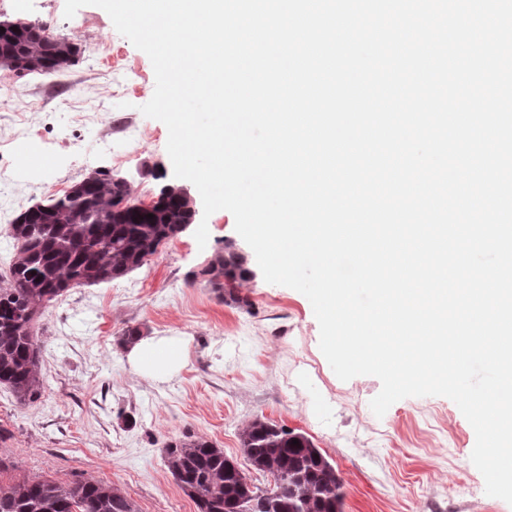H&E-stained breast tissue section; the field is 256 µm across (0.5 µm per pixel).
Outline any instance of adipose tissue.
<instances>
[{"label": "adipose tissue", "mask_w": 512, "mask_h": 512, "mask_svg": "<svg viewBox=\"0 0 512 512\" xmlns=\"http://www.w3.org/2000/svg\"><path fill=\"white\" fill-rule=\"evenodd\" d=\"M187 346L183 336L140 337L128 344L127 359L141 375L163 382L180 370Z\"/></svg>", "instance_id": "1"}]
</instances>
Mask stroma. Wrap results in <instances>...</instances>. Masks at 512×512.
<instances>
[{
	"label": "stroma",
	"instance_id": "stroma-1",
	"mask_svg": "<svg viewBox=\"0 0 512 512\" xmlns=\"http://www.w3.org/2000/svg\"><path fill=\"white\" fill-rule=\"evenodd\" d=\"M65 0H0V20L50 26L78 44L73 65L19 75L0 68V288L15 259L8 232L30 206L62 196L92 171L127 178L150 202L175 184L168 130L140 108L152 97L149 57L100 7L64 16ZM206 247L186 231L125 277L68 289L42 310L36 334L44 387L20 403L0 387V456L17 475L63 483L95 479L138 512H196L162 458L189 433L223 449L260 489L269 474L244 457L240 435L261 419L307 435L335 466L343 512H512L486 495L470 456L475 432L443 396L407 397L376 417L377 377L340 380L320 350V329L300 292L267 283L226 210L208 220ZM244 252L251 277L240 307L199 269L225 244ZM185 336L189 357L165 382L130 366L120 338Z\"/></svg>",
	"mask_w": 512,
	"mask_h": 512
}]
</instances>
